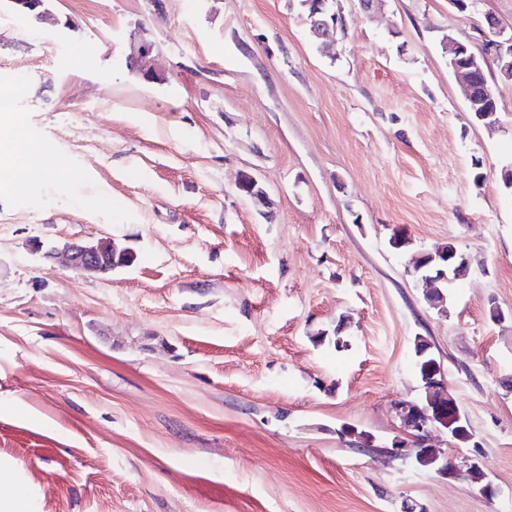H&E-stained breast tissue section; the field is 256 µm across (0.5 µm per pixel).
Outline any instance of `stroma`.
<instances>
[{"label":"stroma","mask_w":512,"mask_h":512,"mask_svg":"<svg viewBox=\"0 0 512 512\" xmlns=\"http://www.w3.org/2000/svg\"><path fill=\"white\" fill-rule=\"evenodd\" d=\"M47 7L0 12V87L48 149L0 187V466L33 512H512V82L486 125L443 49L482 51L488 13L511 34L512 0H337L328 49L299 0ZM37 239L131 261L85 278ZM447 244L471 269L440 312L410 259ZM419 337L495 497L340 435L390 445ZM153 46L149 42H141L134 46L130 54V62L133 69H136L144 78L150 79L151 74L147 70L151 68V55Z\"/></svg>","instance_id":"stroma-1"}]
</instances>
